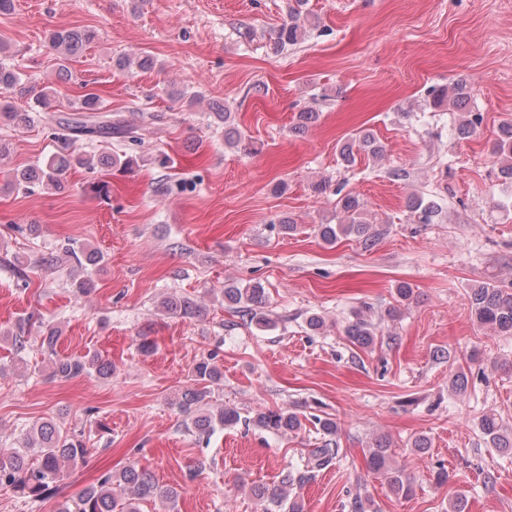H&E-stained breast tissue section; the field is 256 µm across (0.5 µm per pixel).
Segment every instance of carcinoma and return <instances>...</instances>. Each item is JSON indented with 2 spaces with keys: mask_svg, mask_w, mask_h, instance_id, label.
Wrapping results in <instances>:
<instances>
[{
  "mask_svg": "<svg viewBox=\"0 0 512 512\" xmlns=\"http://www.w3.org/2000/svg\"><path fill=\"white\" fill-rule=\"evenodd\" d=\"M306 0H294L288 20L283 22L270 39L277 52H283L302 43L315 27L316 19L304 11ZM96 38L92 30H59L49 37L51 49L62 56L74 57ZM17 90L29 91L18 72L0 63V122L15 129L29 126L33 117L31 112L16 107L8 94ZM467 100L466 86L456 83L451 90L445 89L432 96V106L448 111H461ZM81 107L77 116L66 119L58 126L57 139L64 145V151L54 156L45 166H33L20 171L15 178L18 186L38 184L47 190L62 188L61 176L73 166L91 167L94 157L73 148L79 139L122 138L129 143H138L137 127L128 123L120 114H101L100 100L92 92L82 95ZM217 122L224 124V144L236 147L244 139L235 125L232 112L224 108L214 113ZM483 117L478 112L467 113L466 119L459 123L457 131L464 137L475 134L481 126ZM363 153L367 158L379 160L383 156V146L374 134L363 128L355 137L340 146V157L347 166L356 162V154ZM493 156L497 159L501 174L512 180V119L503 120L499 135L493 146ZM411 209L420 224H430L438 215L439 208L432 200L422 197L413 198ZM336 214L342 219L335 224L319 225L321 239L331 245L345 236L355 239L364 249L376 245L381 229L366 219L364 204L358 197L347 194L336 200ZM73 263L83 269L87 265H102L103 255L97 251L87 252L84 248L69 244L62 253L55 256L42 255L35 264L45 267H57ZM224 300L232 305L242 306L244 315L259 328L272 325L264 309L267 295L261 283L256 282L244 287L231 285L224 288ZM471 314L477 324L502 336H512V285L504 286L495 281L484 282L471 289L468 294ZM157 310L169 317H191L200 312V306L187 297L164 296L157 304ZM37 329L41 344L53 349L57 343V331L42 322H33V317L24 319L15 329L6 332L4 338L12 341L16 352L27 347V334ZM345 336L357 348L369 351L378 343L379 325L370 316L358 312L345 328ZM112 361L97 354L91 356L63 357L54 361V375L64 379L94 374L102 379L112 377ZM195 387L184 391L178 401L180 411L187 417L188 429L201 437H209L216 428L232 427L241 421L240 413L231 407H211L208 386L219 382L223 377L220 367L214 362V356L199 359L191 369ZM323 435L327 436L324 445L311 451L307 466L322 468L328 466L339 455L336 443L337 424L330 418H315ZM257 425L277 432H296L302 429L301 414L294 410H269L257 415ZM480 429L493 447L501 452H512V432L503 427L494 413H485L480 419ZM392 444L379 438L367 449V462L374 472L382 475L392 489L408 497L413 493L412 484L401 471L390 467ZM89 448L83 435L76 431L62 430L52 422L44 421L33 425L18 441V447L0 450V488L10 489L34 501L55 496L59 485L66 475V467L75 464L88 455ZM306 476L290 478L287 484L267 487L254 486L253 495L263 504V512H301L302 505L297 499H289L287 486L305 481ZM178 491L172 487L159 485L145 469L134 464L119 470H108L101 474L96 482L75 498L62 502L56 512H140L139 504L145 501L157 502L164 512L175 508Z\"/></svg>",
  "mask_w": 512,
  "mask_h": 512,
  "instance_id": "cac0c4a2",
  "label": "carcinoma"
}]
</instances>
